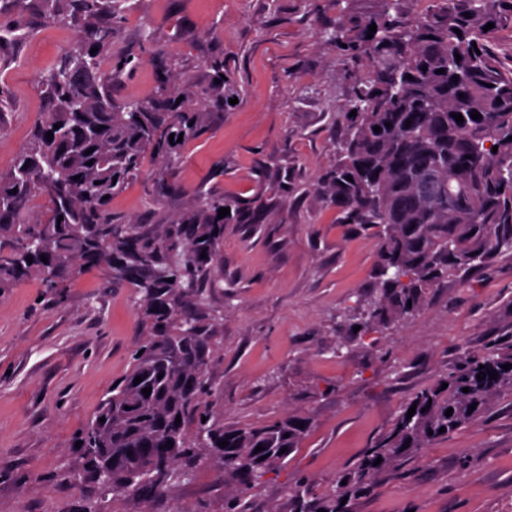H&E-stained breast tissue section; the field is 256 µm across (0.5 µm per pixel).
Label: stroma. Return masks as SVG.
I'll use <instances>...</instances> for the list:
<instances>
[{
	"label": "stroma",
	"mask_w": 512,
	"mask_h": 512,
	"mask_svg": "<svg viewBox=\"0 0 512 512\" xmlns=\"http://www.w3.org/2000/svg\"><path fill=\"white\" fill-rule=\"evenodd\" d=\"M337 0H130L114 18L116 48L134 68L113 85L119 101L142 99L164 78L143 52L144 33L198 83L223 58L239 84L237 104L213 112L182 150L166 182L163 162L109 204L121 222L166 224L211 191L261 200L256 223L224 227L211 272L208 310L223 312L215 382L228 428L260 426L293 413L312 426L279 474L254 489L250 512H293L289 490L329 491L421 388L468 351L512 330V252L449 275L412 316L380 327L377 345L342 335L338 312L374 294L379 228L340 221L323 191L339 159L353 96L342 60L321 32ZM0 170L26 146L51 109L40 78L78 29L45 17L38 0H0ZM137 288L87 270L64 300L31 275L0 295V512H87L100 497L72 442L143 339ZM343 336V335H342ZM226 489L211 463L197 464L171 490L111 502L112 512H224ZM352 512H512V394L474 425L380 473Z\"/></svg>",
	"instance_id": "1"
}]
</instances>
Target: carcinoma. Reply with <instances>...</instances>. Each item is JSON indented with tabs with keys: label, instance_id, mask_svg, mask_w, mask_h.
Instances as JSON below:
<instances>
[{
	"label": "carcinoma",
	"instance_id": "1",
	"mask_svg": "<svg viewBox=\"0 0 512 512\" xmlns=\"http://www.w3.org/2000/svg\"><path fill=\"white\" fill-rule=\"evenodd\" d=\"M42 2L48 18L78 21L81 30L41 81L52 112L35 123L13 165L0 171V291L36 273L62 298L67 279L87 266L101 268L110 280L134 282L142 294L137 304L145 337L127 374L74 438L82 442L84 470L98 476L111 471L112 488L104 494L118 500L162 493L186 475L185 468L204 460L224 476V512H248L251 490L284 467L311 418L289 415L228 429L214 410V336L221 317L202 309L224 236L218 211L247 213L234 200L204 193L196 207L147 231L115 222L109 210L110 197L137 177L145 154L176 167L182 146L204 132L212 110L239 96L238 86L224 74V59L214 58L208 84L181 76L171 88L163 82L149 97L119 103L112 83L131 57L122 52L103 68L101 54L112 49L114 38L104 17L122 14L128 0ZM346 2L350 6L324 35L355 67L356 115L348 118L325 194L343 205L344 223L383 227L380 296L361 304L358 320L341 316L342 327L358 326L357 335L365 336L417 312L448 275L512 252V68L502 67L492 48L494 33L512 28V0H428L418 14L408 7L414 0H375L372 11ZM490 22L494 28L483 30ZM373 23L377 31L369 39ZM472 111L481 118L472 119ZM171 135L182 141H169ZM36 196L47 198L49 209L31 218ZM480 372L496 377L479 381ZM145 387L151 388L148 396ZM506 393H512V342L463 354L406 403L328 493L292 489L296 512H351L350 501L371 494L378 474L476 422ZM189 422L196 426L192 436ZM223 441L229 445L219 446Z\"/></svg>",
	"mask_w": 512,
	"mask_h": 512
}]
</instances>
